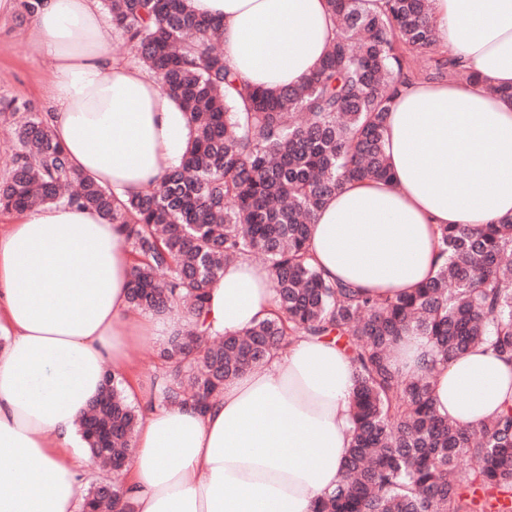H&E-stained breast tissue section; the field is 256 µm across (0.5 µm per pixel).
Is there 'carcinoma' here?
Returning <instances> with one entry per match:
<instances>
[{"label":"carcinoma","instance_id":"obj_1","mask_svg":"<svg viewBox=\"0 0 512 512\" xmlns=\"http://www.w3.org/2000/svg\"><path fill=\"white\" fill-rule=\"evenodd\" d=\"M328 0L336 41L300 85L265 89L231 73L223 24L189 0H102L115 39L158 78L196 126L179 167L158 186L121 201L68 162L40 112L0 99L17 122L12 164L0 179V210L76 203L122 226L133 266L129 302L181 312L185 325L159 352L169 406L206 408L224 382L262 366L292 338L336 340L356 369L351 448L342 482L312 512H512V404L476 427L436 413L431 371L405 377L391 358L400 336L430 338L433 362L484 345L512 359V217L473 228L442 225L444 263L414 291L372 298L325 281L309 262L318 210L347 180H387V114L418 77L414 55L436 46L429 0ZM428 80H479L434 58ZM263 257L272 317L244 333L212 336L202 320L207 288L224 266ZM140 412L124 379L107 371L77 422L88 452L119 470L130 459ZM463 457L478 468H459ZM121 486L106 475L83 494L82 512H110Z\"/></svg>","mask_w":512,"mask_h":512}]
</instances>
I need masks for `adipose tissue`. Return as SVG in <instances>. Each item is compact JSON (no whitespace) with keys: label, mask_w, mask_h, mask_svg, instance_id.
<instances>
[{"label":"adipose tissue","mask_w":512,"mask_h":512,"mask_svg":"<svg viewBox=\"0 0 512 512\" xmlns=\"http://www.w3.org/2000/svg\"><path fill=\"white\" fill-rule=\"evenodd\" d=\"M437 46L479 82L404 85L388 113L394 179L351 181L320 209L309 254L323 278L392 297L440 266L442 224L512 215V0H430ZM224 24V64L251 84L294 86L337 36L326 0H190ZM53 79L45 114L69 162L118 198L155 187L195 135L188 114L140 65L116 60L101 0H42L28 30ZM132 257L96 210L47 205L0 228V512H80L96 469L71 450L105 372L134 366L143 338L180 330L131 307ZM274 308L268 267L241 258L208 288L214 335L239 334ZM428 337L403 336L392 364L433 367L439 414L474 427L512 399V361L478 346L433 364ZM354 369L329 342L299 338L226 382L206 412L166 407L156 371L127 384L142 418L123 486L136 512H312L345 473Z\"/></svg>","instance_id":"obj_1"}]
</instances>
